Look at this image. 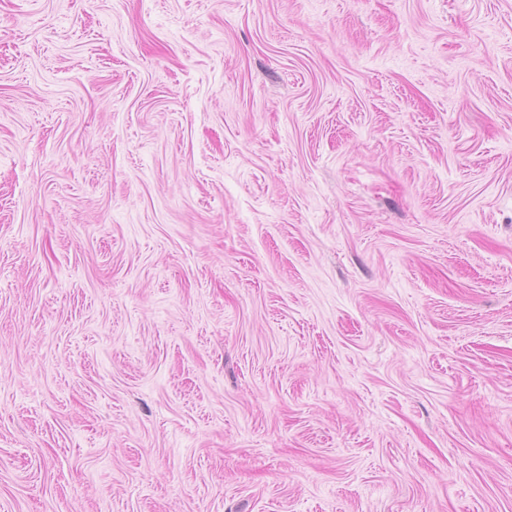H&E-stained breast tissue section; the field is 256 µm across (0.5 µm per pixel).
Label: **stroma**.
Wrapping results in <instances>:
<instances>
[{
  "label": "stroma",
  "instance_id": "35a3bbf8",
  "mask_svg": "<svg viewBox=\"0 0 512 512\" xmlns=\"http://www.w3.org/2000/svg\"><path fill=\"white\" fill-rule=\"evenodd\" d=\"M0 512H512V0H0Z\"/></svg>",
  "mask_w": 512,
  "mask_h": 512
}]
</instances>
